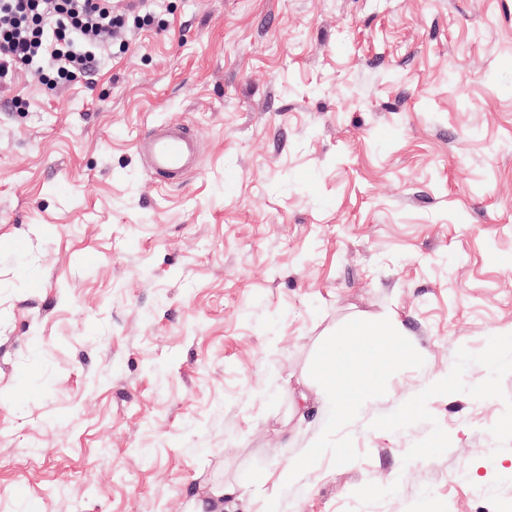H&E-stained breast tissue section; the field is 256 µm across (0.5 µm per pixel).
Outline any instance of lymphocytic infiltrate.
<instances>
[{"instance_id": "1", "label": "lymphocytic infiltrate", "mask_w": 512, "mask_h": 512, "mask_svg": "<svg viewBox=\"0 0 512 512\" xmlns=\"http://www.w3.org/2000/svg\"><path fill=\"white\" fill-rule=\"evenodd\" d=\"M126 18L112 0H0V76L22 65L52 84L90 73Z\"/></svg>"}]
</instances>
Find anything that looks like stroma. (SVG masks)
Here are the masks:
<instances>
[{
    "label": "stroma",
    "mask_w": 512,
    "mask_h": 512,
    "mask_svg": "<svg viewBox=\"0 0 512 512\" xmlns=\"http://www.w3.org/2000/svg\"><path fill=\"white\" fill-rule=\"evenodd\" d=\"M148 3L88 76L0 77V512H505L512 0ZM173 121L178 184L135 150ZM391 318L327 433L297 393ZM136 151L152 178L180 182L196 165L199 153L194 133L182 124L153 127L136 143ZM345 336L338 345L327 348L324 357L322 385L327 396L336 403V417L331 426L346 427L357 412L360 400L340 393L342 377L337 374V364L347 358L362 375L381 378L392 371L393 364L375 352L376 347H388L400 341L401 325L392 320L380 326L357 324L341 334Z\"/></svg>",
    "instance_id": "obj_1"
}]
</instances>
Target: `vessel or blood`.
Instances as JSON below:
<instances>
[{
    "label": "vessel or blood",
    "instance_id": "obj_1",
    "mask_svg": "<svg viewBox=\"0 0 512 512\" xmlns=\"http://www.w3.org/2000/svg\"><path fill=\"white\" fill-rule=\"evenodd\" d=\"M147 173L165 181H181L196 165L199 153L194 133L184 125L151 128L136 143Z\"/></svg>",
    "mask_w": 512,
    "mask_h": 512
}]
</instances>
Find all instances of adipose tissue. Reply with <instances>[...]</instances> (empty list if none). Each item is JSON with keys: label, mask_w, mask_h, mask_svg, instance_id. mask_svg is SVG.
<instances>
[{"label": "adipose tissue", "mask_w": 512, "mask_h": 512, "mask_svg": "<svg viewBox=\"0 0 512 512\" xmlns=\"http://www.w3.org/2000/svg\"><path fill=\"white\" fill-rule=\"evenodd\" d=\"M402 328L397 321L373 327L358 324L344 333L339 344L327 348L324 357L322 385L327 396L336 404L333 427H346L357 412L358 399L343 396L340 392L341 378L336 371L340 361H348L362 375L374 378L385 376L392 371L390 361L377 354V347H386L400 341Z\"/></svg>", "instance_id": "ef3b65f1"}]
</instances>
